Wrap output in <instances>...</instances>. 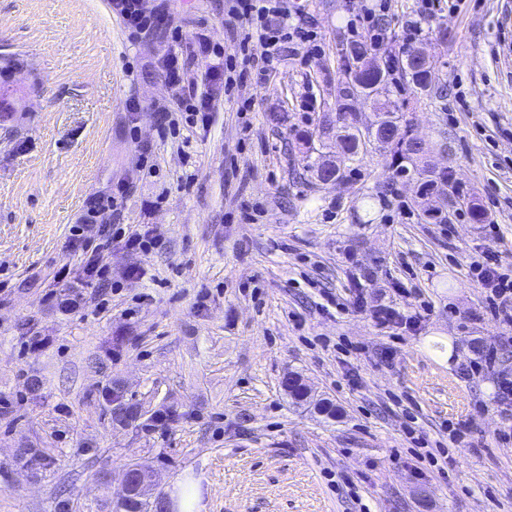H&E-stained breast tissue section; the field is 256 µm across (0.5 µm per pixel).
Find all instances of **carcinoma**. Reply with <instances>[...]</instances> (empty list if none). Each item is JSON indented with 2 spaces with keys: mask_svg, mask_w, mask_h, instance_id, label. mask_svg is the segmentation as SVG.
Masks as SVG:
<instances>
[{
  "mask_svg": "<svg viewBox=\"0 0 512 512\" xmlns=\"http://www.w3.org/2000/svg\"><path fill=\"white\" fill-rule=\"evenodd\" d=\"M367 47V42L355 40L341 49L343 72H352L354 79L350 83L336 84V112L323 115L319 126L320 136H335L336 141L342 145L344 162L351 165L356 163L359 154L369 146L387 141V150L391 153L396 175L402 176L412 170L420 179V188L424 195H431L439 186L444 185L448 187V193L454 196V205H462L465 196L452 181L449 170L438 171L420 161L412 160L410 153L417 145V137L414 136L409 121L404 119L401 106L390 98L393 86L401 91L409 90L414 96L431 90V69L417 63L418 47L413 44L403 45L398 51L388 53L369 67L360 62V55L367 51ZM360 88L373 95L381 115V122L376 127L363 129L358 125L351 101L355 100ZM307 169L323 183L339 175L341 171L330 160L316 162L307 166ZM284 385L296 406L331 418L336 417L333 403L325 398L312 397L306 386L299 383V379L293 377V374H288Z\"/></svg>",
  "mask_w": 512,
  "mask_h": 512,
  "instance_id": "carcinoma-1",
  "label": "carcinoma"
}]
</instances>
